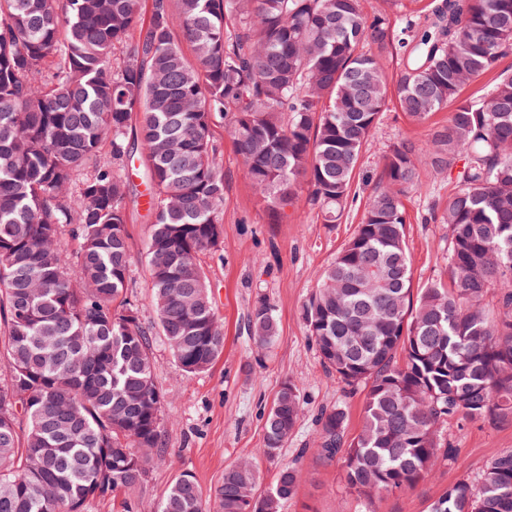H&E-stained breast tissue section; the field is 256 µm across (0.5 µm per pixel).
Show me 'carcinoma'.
I'll use <instances>...</instances> for the list:
<instances>
[{"instance_id":"obj_1","label":"carcinoma","mask_w":512,"mask_h":512,"mask_svg":"<svg viewBox=\"0 0 512 512\" xmlns=\"http://www.w3.org/2000/svg\"><path fill=\"white\" fill-rule=\"evenodd\" d=\"M511 53L512 0H439L422 25L396 29L363 0H152L147 15L142 0H0V512H87L135 489L141 450L165 454L153 337L188 374L222 355L200 257L223 233L224 116L272 213L304 191L334 224L390 103L414 125L453 106L427 143L384 157L361 224L302 306L325 371L366 390L353 437L344 405L321 409L315 454L342 456L346 488L374 512L453 458L448 420L512 424V67L500 68ZM388 54L401 62L392 88ZM491 72L486 96H462ZM137 152L153 326L127 297ZM422 155L454 191L429 217L448 225V278L416 290L403 198ZM251 327L261 346L276 337L266 302ZM302 413L285 382L264 425L269 458ZM300 480L284 466L261 492L253 467H230L217 512H282ZM157 512L208 503L182 472ZM430 512H512V451Z\"/></svg>"}]
</instances>
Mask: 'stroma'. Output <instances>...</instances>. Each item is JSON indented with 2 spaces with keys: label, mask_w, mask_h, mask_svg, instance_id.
<instances>
[{
  "label": "stroma",
  "mask_w": 512,
  "mask_h": 512,
  "mask_svg": "<svg viewBox=\"0 0 512 512\" xmlns=\"http://www.w3.org/2000/svg\"><path fill=\"white\" fill-rule=\"evenodd\" d=\"M450 113L434 116V125L447 124ZM434 125L409 124L397 107L384 112L355 171V198L339 223H324L318 210L298 200L299 219L274 220L263 208L227 133L226 120L214 127L223 147L224 224L216 248L202 259L216 311L224 329V352L200 374L183 372L162 340L153 344L156 381L164 394L162 444L172 460L151 463L140 487L91 503L89 512H123L132 500L135 512H155L157 504L179 472L195 477L205 496H213L227 468L250 460L261 487H268L280 466L297 463L302 472L297 496L284 512H363L360 500L344 486L341 462L325 464L312 452L317 441L315 418L322 407L343 403L349 428L357 430L363 390H350L335 374L325 372L301 318L302 305L320 283L326 268L360 224L381 171L384 155L408 138L427 141ZM452 185L447 174L420 165L419 178L405 200L411 216L407 244L414 287L448 275V227L424 224L420 218L443 204ZM129 245L134 256L129 299L142 320L151 324L149 275L144 252L149 234L143 205L127 208ZM267 301L278 324V335L264 349L257 348L249 327L258 300ZM298 382L303 414L277 459L264 452L263 430L272 402L286 381ZM448 437L457 453L451 462L438 463L429 477L408 493H391L377 503V512H428L430 503L448 486L477 482L488 462L512 450V425L498 429L478 422L451 421Z\"/></svg>",
  "instance_id": "1"
}]
</instances>
